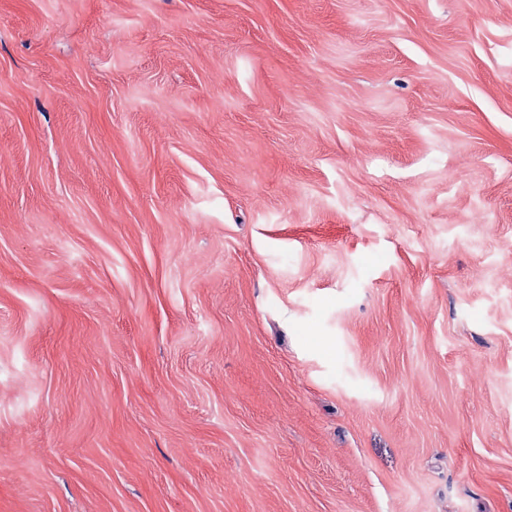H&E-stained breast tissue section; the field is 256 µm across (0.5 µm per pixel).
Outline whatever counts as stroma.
<instances>
[{"instance_id":"obj_1","label":"stroma","mask_w":512,"mask_h":512,"mask_svg":"<svg viewBox=\"0 0 512 512\" xmlns=\"http://www.w3.org/2000/svg\"><path fill=\"white\" fill-rule=\"evenodd\" d=\"M0 512H512V0H0Z\"/></svg>"}]
</instances>
